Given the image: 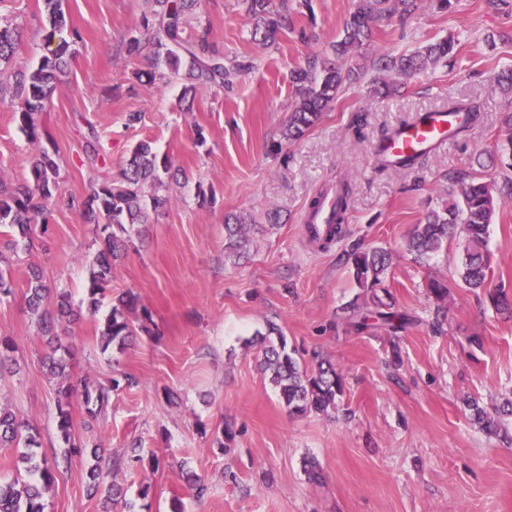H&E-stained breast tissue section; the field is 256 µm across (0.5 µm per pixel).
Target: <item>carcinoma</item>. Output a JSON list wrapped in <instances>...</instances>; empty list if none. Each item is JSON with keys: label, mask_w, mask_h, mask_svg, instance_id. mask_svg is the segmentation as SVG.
Segmentation results:
<instances>
[{"label": "carcinoma", "mask_w": 512, "mask_h": 512, "mask_svg": "<svg viewBox=\"0 0 512 512\" xmlns=\"http://www.w3.org/2000/svg\"><path fill=\"white\" fill-rule=\"evenodd\" d=\"M50 31L46 35L47 54L34 68H27L16 60L21 35L17 28L0 24V95L12 93L23 100L19 112L21 128L31 140L39 138L37 116L45 108L52 92L65 75L71 55V42L62 33L66 27L63 0H42ZM242 7L254 21L253 36L261 46L268 45L290 25L288 0H282L279 10L270 9V0H241ZM152 9L142 19V31L130 39L128 51L153 56L161 60L171 77H182L186 84L183 97H188L200 85L224 86L233 83L244 70L252 67L229 59L216 50L206 39L191 40L185 36L189 14L202 7L203 0H150ZM418 9V0H355L353 11L346 19L338 38L329 49L313 55L303 67L291 71L290 82L295 104L281 137L288 142L302 138L319 121L323 112L335 103L339 93L369 72L374 71L372 82L386 97L397 90L389 82L392 76L413 77L430 67L446 62L456 55V42L448 36L428 42L408 54H382L356 66L354 58L362 55V48L373 38V26L385 17L405 18ZM58 166L46 152L36 155L31 162V179L9 184L0 178V228L6 240L0 242V299L13 294L11 278L13 257L20 250L33 246L34 227L48 223L53 190L56 187ZM168 172L166 163L159 162L149 141H141L132 149L122 179L118 183H97L91 186L87 199L79 202L85 219L102 226L103 248L90 271L87 307L96 312L97 294L112 282V264L126 250L128 240L122 237L126 226L148 223L150 212H158L172 205L173 198L160 192L164 186L161 173ZM457 190L441 208L428 211L410 237L407 250L420 259L442 249L443 244L460 231L467 237L461 261V281L464 287L479 290L487 285L490 266L485 255V238L497 206L512 198V180L502 186L483 182L468 171L454 178ZM349 188L336 190V205L330 218L331 228L322 238L332 242L346 220ZM228 247L238 250L249 242L250 219L245 214H233L225 219ZM391 254L380 247L355 249L347 255L350 274L364 299H354L346 307L347 321L357 332L381 328L398 336L416 323V319L395 307L390 293L379 295L383 287ZM428 293L437 303L436 314H441L448 297V287L431 281ZM49 288L38 270H31L25 300L27 308L39 317L43 332L49 336L50 352L44 357V366L57 380L62 400L57 405V427L67 448L64 458L70 460L86 454L94 459L89 471V492H97L103 480L100 462L104 449L87 447L72 434V400L83 410L84 428L94 429L102 410L109 402V385L74 379L68 370L70 348L62 343L61 330L77 320L68 295L57 296L53 309L45 308ZM492 306L502 312H512V299L502 290L488 292ZM136 297L127 293L112 305L104 323L103 349H124L136 327L127 311L135 306ZM261 371L270 376L283 403L290 413L303 416L324 413L336 404L343 393V377L335 365L326 359L316 368L305 369L296 357V350L288 348L286 337L277 325L270 323L264 338ZM474 421L489 436L501 432L499 415H491L476 403L469 404ZM23 447L19 454L23 473L9 481L0 480V512H45L43 493L55 480L56 467L39 454L40 444L36 429L9 411L0 409V447Z\"/></svg>", "instance_id": "1"}]
</instances>
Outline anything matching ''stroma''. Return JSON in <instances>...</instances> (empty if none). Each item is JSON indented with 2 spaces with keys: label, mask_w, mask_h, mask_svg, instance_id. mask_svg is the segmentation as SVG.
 Here are the masks:
<instances>
[{
  "label": "stroma",
  "mask_w": 512,
  "mask_h": 512,
  "mask_svg": "<svg viewBox=\"0 0 512 512\" xmlns=\"http://www.w3.org/2000/svg\"><path fill=\"white\" fill-rule=\"evenodd\" d=\"M450 11L421 0L410 19L375 24L369 58L401 54L454 36L450 66L406 80L396 95L374 97L368 79L346 86L329 112L302 140L281 144L295 98L292 69L336 38L353 0H309L293 27L266 49L251 40L253 22L238 0H206L189 21L190 38L206 36L226 55L253 60L227 88L197 87L191 102L182 83L136 80L156 68L132 55L145 0H64L78 31L66 76L38 116L31 140L18 120V100L0 101V175L25 181L40 152L59 165L48 230L14 263V296L0 300V336L17 345L12 367L0 374V408L39 432L47 458L62 457L57 431V383L43 365L47 338L27 309L23 292L38 269L52 292L74 306L87 299L89 272L103 246L99 228L73 206L91 183L120 181L134 145L151 140L159 159L182 170L168 183L174 202L134 227L132 245L118 260L96 315L72 325L73 378L119 379L100 425L85 430L73 407L77 440L105 448L114 459L108 483L124 488L136 512H512V417L504 437H488L468 407L493 410L512 400V318L496 314L489 289L512 293V202L495 213L486 254L488 290L464 288L458 277L465 237L414 260L407 242L425 213L438 208L453 185L448 176L469 171L502 182L512 169L501 162L503 118L512 95L496 75L512 69V0H452ZM23 27L18 60L37 64L49 25L40 0H0V22ZM475 104L478 119L413 167L381 166L374 148L383 132L416 115L447 109L449 101ZM141 119L127 124L129 113ZM98 138L99 159L83 145ZM350 184L342 236L327 249L302 230L308 199ZM279 210L281 222L266 215ZM250 214L258 231L248 254L225 250L224 218ZM382 247L393 256L386 285L416 325L394 338L385 331L356 333L338 316L359 293L346 263L354 248ZM449 289L448 312L434 319L429 280ZM138 297L130 318L147 323L124 351H102L103 321L115 297ZM150 321H143L141 309ZM276 323L302 364L314 354L336 364L344 391L325 413L290 416L259 363L268 323ZM478 336L482 347L470 344ZM132 384H124L123 376ZM180 392L169 406L165 389ZM231 430L228 451L218 441ZM157 463L132 465L131 443ZM316 462L310 481L306 462ZM90 462L72 459L45 494L46 512H103L104 494L88 495ZM201 477L196 493L187 474Z\"/></svg>",
  "instance_id": "35a3bbf8"
}]
</instances>
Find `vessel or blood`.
<instances>
[{"label": "vessel or blood", "mask_w": 512, "mask_h": 512, "mask_svg": "<svg viewBox=\"0 0 512 512\" xmlns=\"http://www.w3.org/2000/svg\"><path fill=\"white\" fill-rule=\"evenodd\" d=\"M455 121V116L445 111L423 114L419 119L399 126L392 139L376 146L375 155L387 163L410 155H425L448 141L449 129Z\"/></svg>", "instance_id": "1"}]
</instances>
